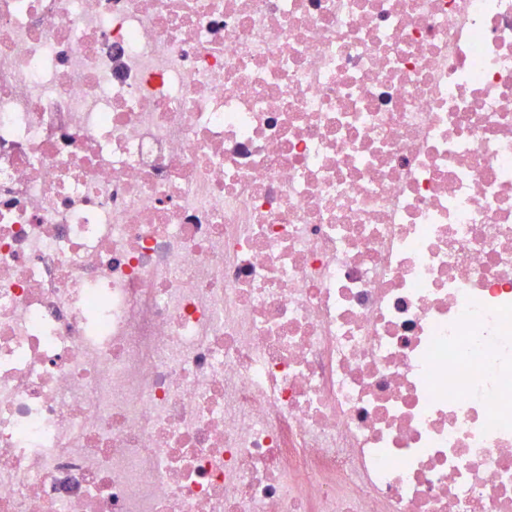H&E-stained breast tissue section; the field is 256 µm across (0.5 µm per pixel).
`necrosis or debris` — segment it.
Listing matches in <instances>:
<instances>
[{"label":"necrosis or debris","mask_w":512,"mask_h":512,"mask_svg":"<svg viewBox=\"0 0 512 512\" xmlns=\"http://www.w3.org/2000/svg\"><path fill=\"white\" fill-rule=\"evenodd\" d=\"M0 512H512V0H0Z\"/></svg>","instance_id":"obj_1"}]
</instances>
